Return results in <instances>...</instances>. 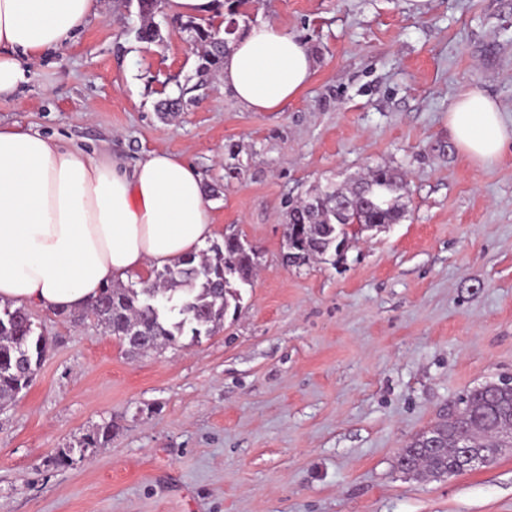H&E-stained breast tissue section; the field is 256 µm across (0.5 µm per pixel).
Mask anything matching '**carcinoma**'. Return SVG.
I'll list each match as a JSON object with an SVG mask.
<instances>
[{"label": "carcinoma", "mask_w": 512, "mask_h": 512, "mask_svg": "<svg viewBox=\"0 0 512 512\" xmlns=\"http://www.w3.org/2000/svg\"><path fill=\"white\" fill-rule=\"evenodd\" d=\"M142 24L136 37L142 42L161 39L160 26L154 22L157 9L152 0H138ZM193 33V42L203 48L198 54L196 73L199 82L220 70L223 54L239 28L225 29V23L199 22L191 18L182 23ZM186 92L163 100L158 111L166 116L187 106ZM403 180L392 168L378 166L371 176L350 187L332 183L311 198L288 203L286 245L288 253L301 262L335 257L339 248L350 242L343 221L361 224H397L405 211L400 204ZM255 257L237 249L226 237L223 243L188 256L173 267L156 270L139 286L110 285L100 292L89 313L114 336L135 331L141 346L155 351L176 345L183 336L197 340L210 336L224 324L230 309H238L239 288L252 280ZM49 351L46 336L37 330L31 316L22 307L9 303L0 307V399H11L28 389ZM456 413L443 417L429 429L417 434L402 449L407 461L406 473L422 478L448 475V467L461 438L470 444L491 439L499 448L490 458L495 462L512 448V437L505 430L512 426V387L501 381L485 383L455 403ZM112 439V422H104L83 441L84 448H97Z\"/></svg>", "instance_id": "cac0c4a2"}]
</instances>
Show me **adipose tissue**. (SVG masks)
<instances>
[{
  "mask_svg": "<svg viewBox=\"0 0 512 512\" xmlns=\"http://www.w3.org/2000/svg\"><path fill=\"white\" fill-rule=\"evenodd\" d=\"M97 0H0V96L73 43ZM306 44L277 25L244 31L224 54L225 91L248 112H276L311 82ZM448 131L475 166L498 163L512 124L478 86L448 106ZM215 234L198 169L153 151L134 167L31 129L0 127V302L86 309L102 286L199 252Z\"/></svg>",
  "mask_w": 512,
  "mask_h": 512,
  "instance_id": "ef3b65f1",
  "label": "adipose tissue"
}]
</instances>
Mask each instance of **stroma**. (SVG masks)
Segmentation results:
<instances>
[{"label": "stroma", "mask_w": 512, "mask_h": 512, "mask_svg": "<svg viewBox=\"0 0 512 512\" xmlns=\"http://www.w3.org/2000/svg\"><path fill=\"white\" fill-rule=\"evenodd\" d=\"M155 20L141 42L137 0H99L0 98V126L129 166L183 156L220 187L215 242L238 233L258 271L223 327L157 354L31 307L52 346L0 403V512H512V452L443 478L398 467L449 404L512 376V154L478 168L448 133L471 85L512 116V0H248L240 28L316 58L278 112L243 111L216 74L197 86L189 32ZM377 165L404 175L405 217L341 261L286 263L285 201ZM105 421L111 441L81 447Z\"/></svg>", "instance_id": "obj_1"}]
</instances>
